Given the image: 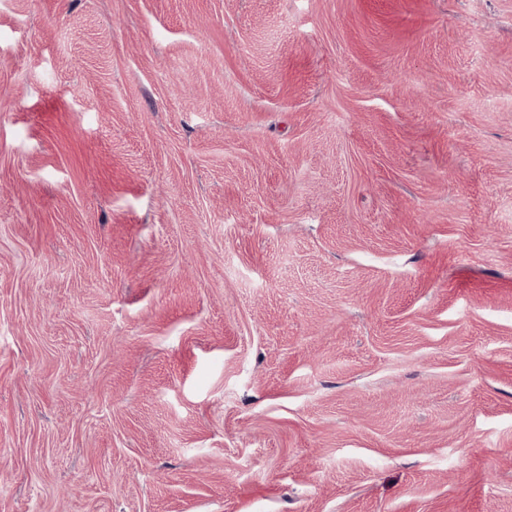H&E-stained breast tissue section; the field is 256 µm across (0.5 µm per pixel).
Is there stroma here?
<instances>
[{
  "label": "stroma",
  "mask_w": 512,
  "mask_h": 512,
  "mask_svg": "<svg viewBox=\"0 0 512 512\" xmlns=\"http://www.w3.org/2000/svg\"><path fill=\"white\" fill-rule=\"evenodd\" d=\"M0 512H512V0H0Z\"/></svg>",
  "instance_id": "35a3bbf8"
}]
</instances>
